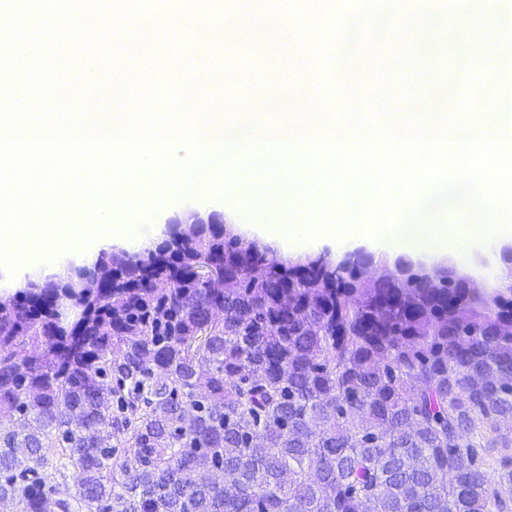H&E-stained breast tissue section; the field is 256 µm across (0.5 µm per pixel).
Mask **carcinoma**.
<instances>
[{
	"label": "carcinoma",
	"mask_w": 512,
	"mask_h": 512,
	"mask_svg": "<svg viewBox=\"0 0 512 512\" xmlns=\"http://www.w3.org/2000/svg\"><path fill=\"white\" fill-rule=\"evenodd\" d=\"M379 264L201 224L24 286L0 512H512V278Z\"/></svg>",
	"instance_id": "obj_1"
}]
</instances>
